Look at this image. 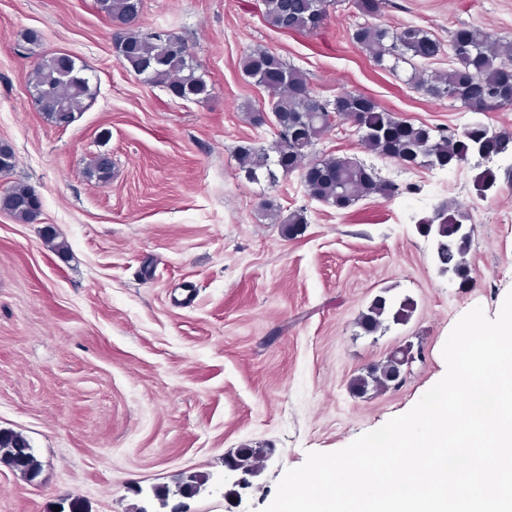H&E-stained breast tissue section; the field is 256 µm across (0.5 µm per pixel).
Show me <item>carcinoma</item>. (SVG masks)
Returning <instances> with one entry per match:
<instances>
[{
  "mask_svg": "<svg viewBox=\"0 0 512 512\" xmlns=\"http://www.w3.org/2000/svg\"><path fill=\"white\" fill-rule=\"evenodd\" d=\"M262 15L272 28L312 32L327 15L328 7L339 0H261ZM357 21L352 41L369 53L375 65L393 73L400 64L415 59L430 61L448 50V70L427 76L413 69L407 79L411 88L442 100L462 112H499L512 107V41L495 32L466 23L459 24L443 44L428 30L412 23L397 25L377 21L385 0H352ZM97 10L121 24L118 33V62L149 84L163 87L170 97L182 101H205L211 87L198 72L187 42L165 30L144 33L136 27L142 0H96ZM243 74L270 96L269 111L278 116L281 131L268 149L241 145L237 151L240 172L254 183L273 188L279 176L298 173L308 196L340 211L349 209L362 198L390 199L400 194L399 185L381 179L375 169L348 157L316 156L317 142L334 123L333 118L351 122L361 146L378 157L411 168L445 169L458 166L476 155V151L495 152L512 148V133L497 131L474 123L462 131L447 132L425 124H416L382 108L372 97L343 91L331 99L321 97L312 87L307 73L285 62L279 54L262 46L254 47L239 61ZM31 96L39 111L57 126L69 125L75 113L82 111L97 95L98 89L76 58L56 53L40 58L33 66L29 81ZM14 148L0 143V174L14 171ZM92 181L112 176L103 154L91 156L84 170ZM261 210L281 224L287 238L297 236L308 223L306 209L281 217V207L273 197L261 202ZM0 211L24 224H33L41 215L34 192L13 185L0 193ZM468 211L443 203L432 216L423 220L435 228L437 257L443 271H451L468 281L467 255L472 235L455 228L468 226ZM406 309H394L378 298L362 314L361 325L368 333L380 330L385 321L399 322ZM407 353L396 351L383 364L371 366L352 381L353 388L365 392L385 387L398 380ZM0 462L19 470L29 480L40 474L42 464L30 443L21 434L0 430Z\"/></svg>",
  "mask_w": 512,
  "mask_h": 512,
  "instance_id": "cac0c4a2",
  "label": "carcinoma"
}]
</instances>
